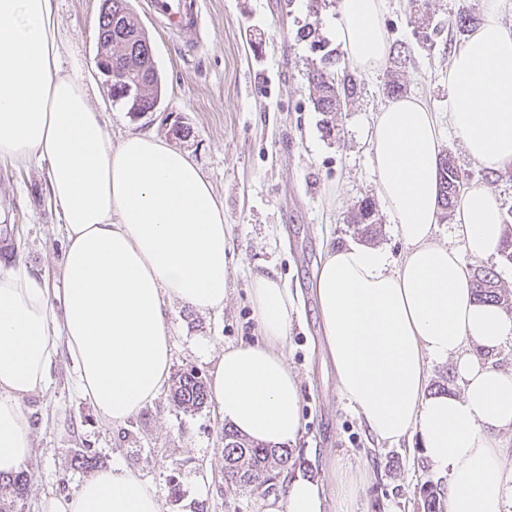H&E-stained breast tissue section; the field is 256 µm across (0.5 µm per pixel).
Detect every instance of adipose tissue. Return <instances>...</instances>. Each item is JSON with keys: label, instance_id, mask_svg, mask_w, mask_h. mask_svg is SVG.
Returning a JSON list of instances; mask_svg holds the SVG:
<instances>
[{"label": "adipose tissue", "instance_id": "ef3b65f1", "mask_svg": "<svg viewBox=\"0 0 512 512\" xmlns=\"http://www.w3.org/2000/svg\"><path fill=\"white\" fill-rule=\"evenodd\" d=\"M483 17L448 65V125L468 156L495 176L512 168V0H482ZM386 0H338L335 35L360 72L380 71L390 43ZM54 0H0V160L48 165V193L65 237L61 285L25 267L0 270V473L33 447L25 399L44 393L66 354L80 393L107 424L152 405L171 366L172 303L218 312L226 296L224 205L188 154L162 138L112 139ZM378 194L404 244L400 264L378 247L329 249L315 279L336 385L377 440L411 434L445 481V512H512L501 471L512 449V373L492 358L512 343V316L475 301L464 255L497 254L502 202L483 184L455 208L454 243L436 238L441 134L419 98L387 102L370 132ZM249 295L258 335L221 350L211 399L221 420L252 440L283 446L302 431L300 384L284 352L293 297L257 276ZM450 362L459 394L428 393L430 363ZM335 491L290 475L269 512H361V470L334 466ZM43 512H161L158 490L115 465L48 499Z\"/></svg>", "mask_w": 512, "mask_h": 512}]
</instances>
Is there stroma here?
Instances as JSON below:
<instances>
[{
    "instance_id": "1",
    "label": "stroma",
    "mask_w": 512,
    "mask_h": 512,
    "mask_svg": "<svg viewBox=\"0 0 512 512\" xmlns=\"http://www.w3.org/2000/svg\"><path fill=\"white\" fill-rule=\"evenodd\" d=\"M152 0H131L152 47L162 85L158 108L131 113L114 101L96 67L101 0H57L69 56L85 65L97 86L93 100L112 138L152 133L198 164L224 204L228 296L222 312L200 313L173 305L170 314L172 372L194 367L208 373L223 348L257 335L248 288L265 274L295 298L286 355L301 387L303 432L291 451L298 466L329 479L332 456L347 457L366 472L367 512H416L421 485L434 480L419 436L376 443L337 387L326 356L314 299V272L325 250L357 241L350 222L355 204L376 197L368 129L399 74L404 96L424 99L438 118L442 151L452 155L468 183H490L512 216V169L489 177L466 155L448 127V60L462 40L455 26L465 0H430L431 35L411 14L410 0H388L384 24L390 43L405 44V65L386 62L382 73L358 76L357 93L336 115L334 131L310 99L306 72L322 49L342 54L333 25L338 0H199L202 41L166 31ZM316 27L322 49L301 39ZM188 137L173 135L174 125ZM46 168L0 162V233L7 235L9 266L24 264L52 288L60 287L65 252L62 225L45 189ZM24 408L33 427V449L24 470L32 494L22 512H42L45 499L64 494L85 475L72 463L92 449L99 469L115 464L138 471L158 489L161 512H264L267 492L227 490L224 431L212 406L175 408L169 391L122 425L102 423L74 384V368L61 358L44 394ZM176 494H169V487Z\"/></svg>"
}]
</instances>
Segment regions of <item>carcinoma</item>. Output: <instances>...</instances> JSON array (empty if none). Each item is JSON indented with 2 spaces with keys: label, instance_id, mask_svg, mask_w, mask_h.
<instances>
[{
  "label": "carcinoma",
  "instance_id": "cac0c4a2",
  "mask_svg": "<svg viewBox=\"0 0 512 512\" xmlns=\"http://www.w3.org/2000/svg\"><path fill=\"white\" fill-rule=\"evenodd\" d=\"M99 33L105 42V59L112 60V92L115 100L121 101L129 112H150L161 96V81L155 61L146 46V34L133 12L130 0H112V18L99 16ZM307 81L312 93L314 108L324 114L337 111L340 101L353 98L357 78L349 67L336 70V56L325 52L320 63L307 72ZM141 85L140 94H125L127 86ZM440 195L445 213L453 211L458 189V168L452 156L444 155L440 163ZM353 223L360 226L363 234L374 236L376 206L373 200L364 199L357 205ZM474 296L481 302H491L503 308H512V293L502 286L498 275L491 268L474 272ZM173 405L184 411L198 410L208 403L206 383L193 369L174 376L170 390ZM292 452L286 448L256 444L230 427H224V474L235 478L241 486L257 488L268 484V480L291 466ZM78 469L93 472L97 468V457L86 448L74 458ZM30 486L22 472L9 476L0 475V512H16L17 503L28 497ZM421 512H444L442 490L431 484H422L419 491Z\"/></svg>",
  "mask_w": 512,
  "mask_h": 512
}]
</instances>
